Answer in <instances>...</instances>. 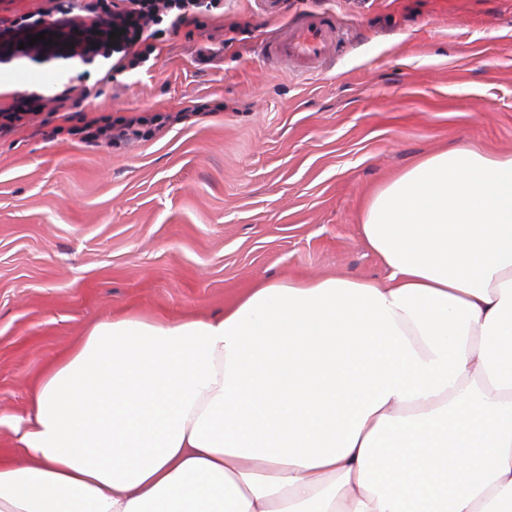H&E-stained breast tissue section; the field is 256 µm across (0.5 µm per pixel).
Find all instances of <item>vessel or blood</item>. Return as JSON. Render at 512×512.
<instances>
[{"label":"vessel or blood","mask_w":512,"mask_h":512,"mask_svg":"<svg viewBox=\"0 0 512 512\" xmlns=\"http://www.w3.org/2000/svg\"><path fill=\"white\" fill-rule=\"evenodd\" d=\"M339 32L332 16L311 14L287 26L263 52L266 62L289 64L303 72L320 68L328 46L337 42Z\"/></svg>","instance_id":"1"}]
</instances>
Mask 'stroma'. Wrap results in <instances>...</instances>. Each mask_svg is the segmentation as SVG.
I'll return each instance as SVG.
<instances>
[{"mask_svg":"<svg viewBox=\"0 0 512 512\" xmlns=\"http://www.w3.org/2000/svg\"><path fill=\"white\" fill-rule=\"evenodd\" d=\"M223 2L135 70L0 64L22 72L0 108L47 105L0 136L1 461L11 417L93 324L218 315L262 279L382 280L360 230L379 187L459 145L512 156V0ZM311 13L343 35L322 70L262 63ZM200 99L224 109L124 146L67 133Z\"/></svg>","mask_w":512,"mask_h":512,"instance_id":"obj_1","label":"stroma"}]
</instances>
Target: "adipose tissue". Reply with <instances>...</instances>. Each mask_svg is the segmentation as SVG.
I'll list each match as a JSON object with an SVG mask.
<instances>
[{
	"instance_id": "ef3b65f1",
	"label": "adipose tissue",
	"mask_w": 512,
	"mask_h": 512,
	"mask_svg": "<svg viewBox=\"0 0 512 512\" xmlns=\"http://www.w3.org/2000/svg\"><path fill=\"white\" fill-rule=\"evenodd\" d=\"M360 227L383 283L94 324L14 417L0 512H512V156L428 155Z\"/></svg>"
}]
</instances>
